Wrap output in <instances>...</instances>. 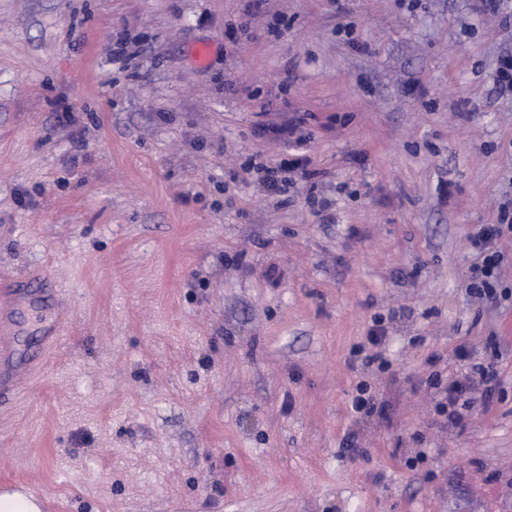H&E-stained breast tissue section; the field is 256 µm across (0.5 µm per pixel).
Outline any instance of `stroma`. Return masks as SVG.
Returning a JSON list of instances; mask_svg holds the SVG:
<instances>
[{
    "label": "stroma",
    "mask_w": 512,
    "mask_h": 512,
    "mask_svg": "<svg viewBox=\"0 0 512 512\" xmlns=\"http://www.w3.org/2000/svg\"><path fill=\"white\" fill-rule=\"evenodd\" d=\"M506 54L512 0H0V289L47 269L71 310L0 400V480L49 512H512L511 231L510 299L466 293ZM474 362L498 384L449 426Z\"/></svg>",
    "instance_id": "1"
}]
</instances>
